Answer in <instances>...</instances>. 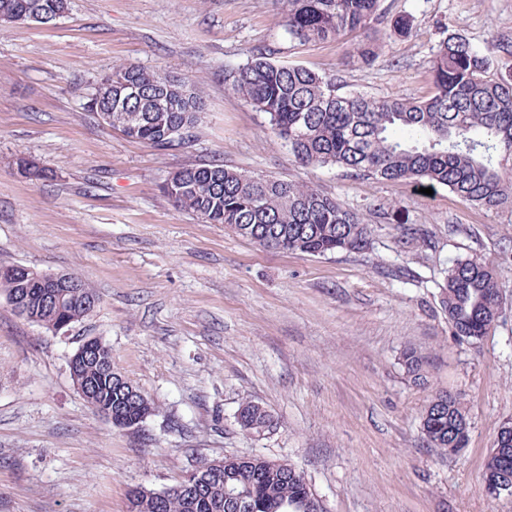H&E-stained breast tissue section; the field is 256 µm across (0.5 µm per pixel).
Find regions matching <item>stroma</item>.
Here are the masks:
<instances>
[{"instance_id": "35a3bbf8", "label": "stroma", "mask_w": 512, "mask_h": 512, "mask_svg": "<svg viewBox=\"0 0 512 512\" xmlns=\"http://www.w3.org/2000/svg\"><path fill=\"white\" fill-rule=\"evenodd\" d=\"M410 17L371 65L361 36L299 44L274 0H67L49 25L0 22V264L73 273L99 302L52 332L0 294V512H126L207 461L258 454L303 471L323 512H512L482 473L512 420V208H478L444 187L351 176L296 161L232 90L258 50L335 75L341 92L417 101L431 59L457 33L512 76V0H382ZM166 72L200 93L191 135L159 150L99 122L86 104L119 65ZM45 168L33 180L18 165ZM222 161L252 177L311 185L371 229L360 253L261 247L174 205L176 171ZM479 257L503 295L494 329L459 340L439 302L454 260ZM155 411L120 430L75 388L87 339ZM424 359L408 376L404 349ZM441 391L470 422L460 453L428 447L419 416ZM246 401L279 421L244 434Z\"/></svg>"}]
</instances>
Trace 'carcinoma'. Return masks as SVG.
Here are the masks:
<instances>
[{
	"instance_id": "carcinoma-1",
	"label": "carcinoma",
	"mask_w": 512,
	"mask_h": 512,
	"mask_svg": "<svg viewBox=\"0 0 512 512\" xmlns=\"http://www.w3.org/2000/svg\"><path fill=\"white\" fill-rule=\"evenodd\" d=\"M381 0H277L288 40L300 44L339 40L349 32L384 23ZM67 0H0V21L33 13L50 20ZM381 46L366 41L357 54L372 64ZM432 95L420 101L377 100L340 93L336 79L300 65L278 63L264 52L239 70L233 91L265 113L278 136L304 166H336L377 180H426L485 209L512 206V79L496 75L489 54L460 34L441 41L431 60ZM91 105L103 123L126 137L166 149L199 120L201 98L162 72L135 65L102 78ZM165 193L173 203L211 224H222L252 242L301 255L361 252L370 245L369 225L338 200L306 184L245 176L219 163L185 167ZM14 309L48 330L83 318L97 297L88 285L71 289L57 305L54 288L0 279ZM491 266L478 257L457 259L440 285L441 308L453 334L479 342L495 326L501 305ZM112 349L80 360L74 379L88 402L112 407V425L132 428L155 411L138 387L112 380ZM241 430L260 436L277 426L262 405L248 401L237 413ZM429 445L453 454L467 447L470 424L459 399L436 394L421 415ZM202 482L183 494L160 496L147 489L128 493L127 512H319L301 471L257 455L229 456L196 469ZM485 472L512 476V424L501 427Z\"/></svg>"
}]
</instances>
